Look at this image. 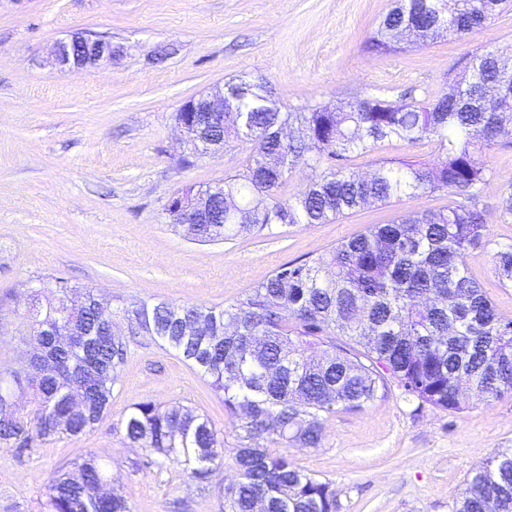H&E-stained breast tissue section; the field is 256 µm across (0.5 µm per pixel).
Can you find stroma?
<instances>
[{"label":"stroma","mask_w":512,"mask_h":512,"mask_svg":"<svg viewBox=\"0 0 512 512\" xmlns=\"http://www.w3.org/2000/svg\"><path fill=\"white\" fill-rule=\"evenodd\" d=\"M393 0H0V371L26 357L23 314L32 292L55 297L65 280L93 289L112 311L127 359L100 424L79 438L37 442L17 459L0 448V512H40L44 483L87 452L106 462L132 512H218L215 492L198 493L181 470H135L142 451L119 425L139 401L180 403L205 415L228 449L240 429L208 380L147 336L131 335L121 310L166 301L227 307L282 264L316 255L371 224L414 210H438L449 195L368 205L329 224L275 226L257 236L198 242L170 224L165 204L182 189H206L241 170L247 144L180 163L175 125L188 100L232 78L266 77L283 111L368 95L422 97L449 91L466 57L512 52V10L464 39L377 54L369 39ZM111 40L121 54L94 68L57 70L54 44L75 32ZM435 147L396 141L351 154L359 175ZM481 192L491 237L512 242V218L496 203L512 188V139L486 153ZM472 277L504 316L490 250L466 257ZM512 448V397H469L448 413L419 406L399 389L363 409L323 419L319 447H292L305 471L331 481L341 512H450L467 478Z\"/></svg>","instance_id":"obj_1"}]
</instances>
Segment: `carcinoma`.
<instances>
[{"instance_id": "cac0c4a2", "label": "carcinoma", "mask_w": 512, "mask_h": 512, "mask_svg": "<svg viewBox=\"0 0 512 512\" xmlns=\"http://www.w3.org/2000/svg\"><path fill=\"white\" fill-rule=\"evenodd\" d=\"M512 0H394L369 47L461 39ZM498 51L474 56L457 91L397 103L380 95L346 106L281 111L271 82L241 75L224 83V120L189 116L199 129L251 151L237 174L207 190L214 224H183L191 237L222 241L275 225L326 224L367 205L454 196L439 211H416L375 224L315 257L278 267L227 308L139 301L123 309L138 333L174 349L212 389L243 432L235 480L224 484V437L202 414L179 403L133 404L119 431L144 451L136 469L179 465L200 490L214 485L222 512H340L336 487L299 467L285 448H316L322 415L362 409L396 387L419 406L456 413L468 393L486 402L512 396V317H504L470 275L466 254L495 244L500 283L512 285V243L490 238L481 188L484 150L512 138V72L494 67ZM288 129V138L279 137ZM383 141L436 145L432 162L405 161L360 176L338 165ZM321 169L296 197L281 198L288 173ZM76 327L90 331L114 314L96 309L92 292ZM60 307L35 301L27 335L48 347L50 368L0 372V447L22 460L33 443L91 432L110 406L127 346L104 336L86 354L90 367L59 341ZM196 322L192 334L183 323ZM94 453L53 473L43 512H132ZM451 512H512V448L486 459Z\"/></svg>"}]
</instances>
